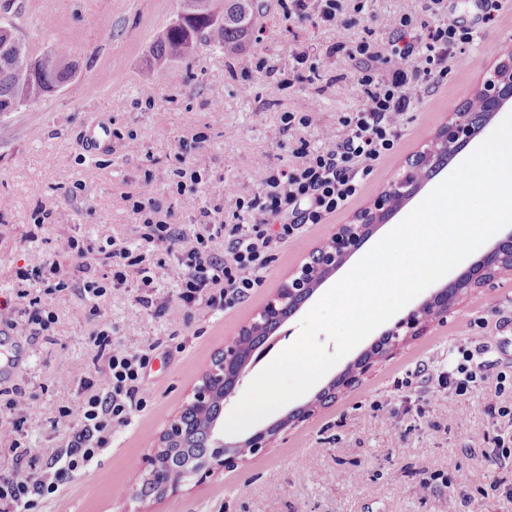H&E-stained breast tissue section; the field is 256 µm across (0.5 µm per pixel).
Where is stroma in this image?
<instances>
[{"instance_id": "1", "label": "stroma", "mask_w": 512, "mask_h": 512, "mask_svg": "<svg viewBox=\"0 0 512 512\" xmlns=\"http://www.w3.org/2000/svg\"><path fill=\"white\" fill-rule=\"evenodd\" d=\"M0 22L27 14L19 35L33 52L67 44L79 78L37 104L0 114V309L17 307L14 268L40 264L72 234L94 242L118 237L137 243L126 199L155 177L152 196L171 220L194 233L195 219L213 195L225 211L237 197L256 193L269 173L289 169L298 141L330 145L343 121L362 104L352 63L337 55L320 80L294 81L295 53L324 58L339 41L370 35L386 41L419 0H346L333 23H294L280 0H268L245 51L233 58L203 44L190 61L164 66L153 90L143 82L159 35L175 18L180 0H7ZM492 21L474 26L462 54L475 69H451L414 110L395 116V154L375 162L361 192L325 223L314 224L277 250L266 282L246 303L226 311L177 297L181 269L165 250L155 256L154 291L164 308L152 313L132 293L115 289L100 302V323L128 350L156 340L160 346L142 386L145 400L130 425L118 429L110 449L85 474L35 512H502L490 484L497 470L485 456L493 447L488 409L500 405L493 387L457 399L437 383L413 384L415 366L438 375L449 346H487L489 359L512 355V276L469 294L447 324L411 341L375 366L361 383L309 421L282 434L276 448L224 473L191 481L175 494L135 504L130 498L142 461L164 423L179 409L203 369L236 335L288 270L297 266L336 225L387 184L406 161L465 101L505 46L512 45V0H498ZM265 58L273 73L257 71ZM304 110L311 122L284 127L285 112ZM94 126L110 131L107 145L90 154L85 137ZM207 140L196 145L198 133ZM137 149H129V141ZM184 153L212 182L209 192L173 195L170 172ZM81 184L71 198L72 184ZM55 222L36 240L25 237L37 209ZM59 315L55 338L31 342L32 360L18 377L26 395L28 440L51 453L60 439L50 426L57 406L73 403L90 352L95 323L82 316L75 297L51 295Z\"/></svg>"}]
</instances>
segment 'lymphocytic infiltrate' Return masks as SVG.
I'll use <instances>...</instances> for the list:
<instances>
[{"label": "lymphocytic infiltrate", "instance_id": "1", "mask_svg": "<svg viewBox=\"0 0 512 512\" xmlns=\"http://www.w3.org/2000/svg\"><path fill=\"white\" fill-rule=\"evenodd\" d=\"M423 18L403 14L388 44L363 40L354 47L331 46L327 59L346 53L354 66V78L363 91V104L346 119L344 135L333 145L294 149L296 166L282 177H267L261 192L238 198L231 217L214 206L201 210L193 235L162 216L149 201L152 184L144 182L133 195L132 211L139 224V244L130 246L110 238L98 245L79 235L69 236L60 254L39 266L14 272L16 296L25 307L17 335L35 341L44 337L56 321L39 287L53 283L56 292L88 303L84 316L96 320L98 304L108 289L133 286L140 307L152 310L158 301L152 283L157 249H165L182 270L178 297L186 306L206 303L220 310L246 301L265 281V272L276 249L295 238L304 225L323 223L353 197L372 165L391 153L399 134L393 115L409 111L422 92L434 88L437 78L456 50L472 38V31L448 21L445 0H424ZM400 58L409 70L385 71V64ZM262 222H253V212ZM90 371L81 375L79 401L57 408L50 424L63 432L65 441L50 456L27 446V419L22 413V389L0 393V421L11 425L18 439L12 444L10 469L0 470V512H31L59 489L84 474L107 449L114 429L128 426L142 404L136 395L142 385L157 342L136 351L122 349L111 329L101 327L91 338ZM484 346H460L446 355L438 376L441 388L460 398L468 397L486 380L489 362Z\"/></svg>", "mask_w": 512, "mask_h": 512}]
</instances>
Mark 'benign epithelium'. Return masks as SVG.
Returning a JSON list of instances; mask_svg holds the SVG:
<instances>
[{
	"mask_svg": "<svg viewBox=\"0 0 512 512\" xmlns=\"http://www.w3.org/2000/svg\"><path fill=\"white\" fill-rule=\"evenodd\" d=\"M512 99V47L505 49L497 63L476 86L471 99L448 114L432 137L415 153L411 166L398 180L378 193L348 224H339L315 249L318 263L304 260L288 273L275 292L238 330L190 389L180 410L160 432L144 462L139 483L130 498L163 499L178 491L191 475L205 477L236 467L249 455L272 447L283 432L309 419L332 403L346 389L355 386L374 365L393 356L405 343L424 335L434 324H444L469 292L484 288L503 273H512V232L497 241L483 260L468 272L433 291L404 317L397 320L370 350L347 370L298 409L240 442H224L219 412L235 396L237 388L261 357L266 344L295 315L346 258L358 251L377 226L388 223L403 201L418 193L421 185L448 159L459 154ZM204 439L212 453L186 464H177L169 449L187 435Z\"/></svg>",
	"mask_w": 512,
	"mask_h": 512,
	"instance_id": "1",
	"label": "benign epithelium"
}]
</instances>
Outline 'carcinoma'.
Instances as JSON below:
<instances>
[{
    "instance_id": "1",
    "label": "carcinoma",
    "mask_w": 512,
    "mask_h": 512,
    "mask_svg": "<svg viewBox=\"0 0 512 512\" xmlns=\"http://www.w3.org/2000/svg\"><path fill=\"white\" fill-rule=\"evenodd\" d=\"M262 0H181L176 20L156 41L151 61L146 64L148 79H156L164 65L193 57L204 42L235 57L241 53L255 21L264 14ZM77 78L70 48L60 44L34 54L12 23L0 24V112H13L27 103H37ZM207 448L195 440L176 449L180 464L191 456L204 455Z\"/></svg>"
}]
</instances>
